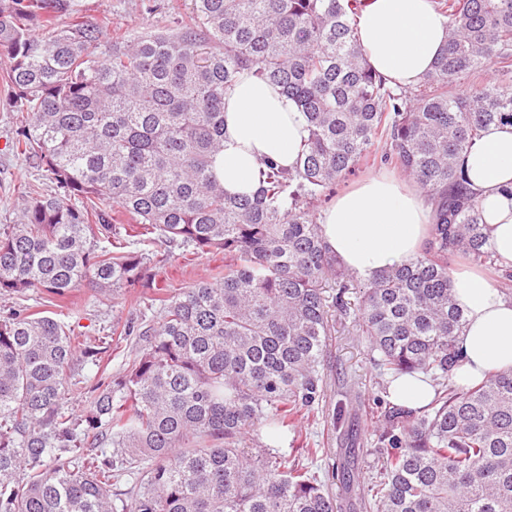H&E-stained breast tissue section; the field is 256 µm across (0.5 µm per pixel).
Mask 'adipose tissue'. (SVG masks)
<instances>
[{
	"instance_id": "1",
	"label": "adipose tissue",
	"mask_w": 512,
	"mask_h": 512,
	"mask_svg": "<svg viewBox=\"0 0 512 512\" xmlns=\"http://www.w3.org/2000/svg\"><path fill=\"white\" fill-rule=\"evenodd\" d=\"M355 27L370 69L405 88L433 72L448 35L436 0H362ZM307 137L304 114L280 86L241 75L224 95V148L215 160L225 194L255 197L263 186L262 160L293 168ZM463 162L488 246L500 265L512 266V125L487 127ZM430 221L431 207L414 182L379 175L336 196L320 227L340 262L368 280L419 253ZM451 276L466 318L457 381L512 368V297L474 270L457 267Z\"/></svg>"
}]
</instances>
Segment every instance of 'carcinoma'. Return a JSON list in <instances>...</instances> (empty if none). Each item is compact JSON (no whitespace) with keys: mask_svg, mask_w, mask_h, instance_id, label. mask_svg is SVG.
<instances>
[{"mask_svg":"<svg viewBox=\"0 0 512 512\" xmlns=\"http://www.w3.org/2000/svg\"><path fill=\"white\" fill-rule=\"evenodd\" d=\"M360 2L190 0L175 28L103 48L99 25L57 19L60 0H0L3 77L25 119L13 150L59 188L20 186L19 218L0 227V297L14 300L0 320V512H340L301 463L319 449L278 444L315 412L333 313L352 308L380 375L435 387L422 408H385L364 512H512V368L454 379L465 319L448 270L461 252L512 280L460 165L486 126L512 125V0H437L448 40L415 88L367 65ZM492 64L504 80L480 78ZM242 71L280 85L310 127L294 170L265 162L254 199L225 195L213 173ZM362 161L406 174L433 213L423 250L353 304L317 207ZM113 205L131 221L122 232ZM122 235L222 252L224 276L160 288L156 316L114 326L139 352L77 418L67 370L101 368L103 351L23 298L145 284L149 254L122 250ZM131 475L121 498L113 486ZM331 477L355 482L345 462Z\"/></svg>","mask_w":512,"mask_h":512,"instance_id":"obj_1","label":"carcinoma"}]
</instances>
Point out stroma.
Instances as JSON below:
<instances>
[{"label":"stroma","instance_id":"obj_1","mask_svg":"<svg viewBox=\"0 0 512 512\" xmlns=\"http://www.w3.org/2000/svg\"><path fill=\"white\" fill-rule=\"evenodd\" d=\"M61 20L79 16L88 22L106 24V40H113L149 27L163 30L186 19L190 0H61ZM11 90L0 80V225L15 223L23 207L17 193L19 184L30 182L54 190L43 168L26 161L12 149V141L20 125L11 101ZM177 247L157 243L151 248V267L158 276L155 287L173 283L183 286L211 279L224 268V256L216 252L194 255L189 260L173 263ZM141 289L122 290L118 299L105 301L87 289L73 292L67 304L69 323L76 333L99 340L106 346L103 355L105 375L117 381L126 359L138 349L135 337L113 343L112 327L119 323H140L148 302L142 299ZM324 388L319 401V415L299 423L289 431L284 442L292 447L295 440H303L318 454L308 462L309 468L319 476H326L336 459L353 460L364 477L378 473L372 453V422L366 417L364 406L368 400L384 395L380 377L375 370L371 354L357 336L352 317L338 316L333 321L331 336L321 368Z\"/></svg>","mask_w":512,"mask_h":512}]
</instances>
